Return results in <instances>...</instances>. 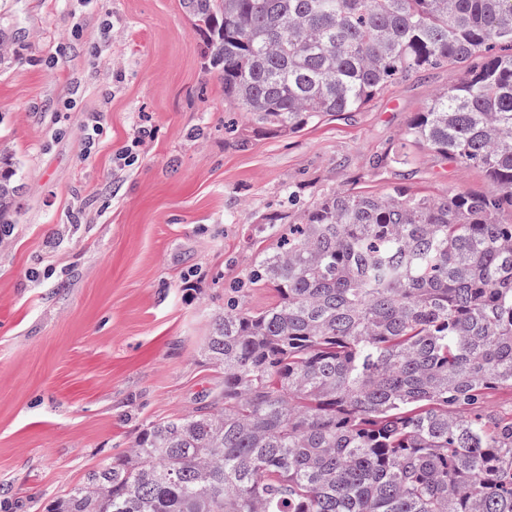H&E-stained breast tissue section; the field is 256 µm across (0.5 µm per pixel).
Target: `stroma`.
<instances>
[{"label": "stroma", "mask_w": 512, "mask_h": 512, "mask_svg": "<svg viewBox=\"0 0 512 512\" xmlns=\"http://www.w3.org/2000/svg\"><path fill=\"white\" fill-rule=\"evenodd\" d=\"M1 42L21 190L0 235V512H42L145 424L210 399L202 347L265 217L333 191L490 188L405 139L449 66L282 136L225 102L181 0H0Z\"/></svg>", "instance_id": "obj_1"}]
</instances>
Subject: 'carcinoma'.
<instances>
[{
	"instance_id": "obj_1",
	"label": "carcinoma",
	"mask_w": 512,
	"mask_h": 512,
	"mask_svg": "<svg viewBox=\"0 0 512 512\" xmlns=\"http://www.w3.org/2000/svg\"><path fill=\"white\" fill-rule=\"evenodd\" d=\"M224 101L297 133L448 65L405 135L489 194L331 192L234 289L213 400L149 423L44 512H512V0H182ZM17 167L0 154V234ZM509 218L503 219V213ZM277 299L272 288H250L242 298V304L251 311H260L271 305Z\"/></svg>"
}]
</instances>
